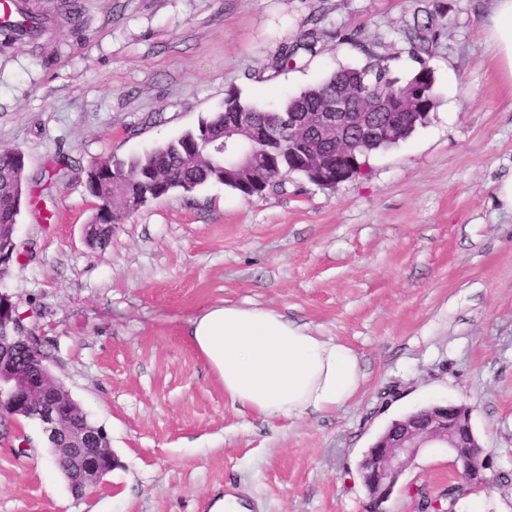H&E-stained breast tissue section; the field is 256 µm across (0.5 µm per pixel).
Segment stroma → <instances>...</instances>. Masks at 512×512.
<instances>
[{
  "mask_svg": "<svg viewBox=\"0 0 512 512\" xmlns=\"http://www.w3.org/2000/svg\"><path fill=\"white\" fill-rule=\"evenodd\" d=\"M47 32L0 48V149L27 159L22 250L0 292L31 312L53 375L107 431L118 465L75 496L47 470L34 422L0 418V512H201L225 482L253 512H371L358 464L394 418L466 404L494 453L488 483L453 512H512V85L486 20L493 0H26ZM441 15L428 59V123L325 189L293 176L246 197L221 184L177 191L113 225H85L93 161L128 158L219 110L227 93L264 109L335 69L352 45L260 77L305 21L382 37L396 76L415 11ZM258 305L349 345L365 374L355 398L301 419L267 420L224 396L188 336L217 304ZM453 473L423 449L386 512H414Z\"/></svg>",
  "mask_w": 512,
  "mask_h": 512,
  "instance_id": "1",
  "label": "stroma"
}]
</instances>
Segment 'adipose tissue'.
Returning a JSON list of instances; mask_svg holds the SVG:
<instances>
[{
	"mask_svg": "<svg viewBox=\"0 0 512 512\" xmlns=\"http://www.w3.org/2000/svg\"><path fill=\"white\" fill-rule=\"evenodd\" d=\"M488 27L500 70L512 80V0H493ZM189 336L225 398L265 419L335 410L362 385L351 347L268 308L212 306L191 320Z\"/></svg>",
	"mask_w": 512,
	"mask_h": 512,
	"instance_id": "adipose-tissue-1",
	"label": "adipose tissue"
}]
</instances>
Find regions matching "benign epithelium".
<instances>
[{"label": "benign epithelium", "instance_id": "7a95c632", "mask_svg": "<svg viewBox=\"0 0 512 512\" xmlns=\"http://www.w3.org/2000/svg\"><path fill=\"white\" fill-rule=\"evenodd\" d=\"M387 104L383 98L376 104L359 101L349 89H339L316 112L315 135L319 140L336 142V154H349L351 162L362 151V145L376 137H390L398 127L390 123L375 127L368 112ZM297 122L290 120L273 130L257 123L249 115H240L229 124L222 139L204 138L197 150L207 156L221 154L224 166L239 172L255 185L273 189L277 179L267 175V163H257L259 146L269 138L296 137ZM296 165H307L317 171V182H331L338 174L331 162L310 150ZM16 225L0 231V270L9 271L17 255ZM27 316L18 312L16 303L0 293V402H12L13 419L24 418L38 424L43 438L60 443L56 454L65 460L72 475L70 489L77 496L96 491L101 484L103 462L110 458L109 436L101 427H85L63 419L61 406L67 397L58 392L53 381L31 374L30 363L15 360L8 351L16 345L29 350L31 363L42 364V339L36 327L25 323ZM471 410L465 404L436 403L390 426L371 446L363 460L367 492L376 507L388 500L400 477L424 448H446L453 457V470L458 479L474 488L488 481L487 471L494 466L492 451L481 445L470 422Z\"/></svg>", "mask_w": 512, "mask_h": 512}]
</instances>
